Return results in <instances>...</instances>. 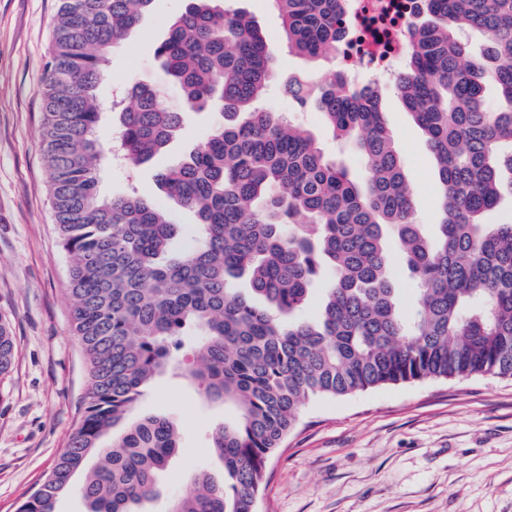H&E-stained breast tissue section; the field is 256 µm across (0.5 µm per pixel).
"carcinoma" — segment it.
<instances>
[{
    "label": "carcinoma",
    "instance_id": "1",
    "mask_svg": "<svg viewBox=\"0 0 512 512\" xmlns=\"http://www.w3.org/2000/svg\"><path fill=\"white\" fill-rule=\"evenodd\" d=\"M44 94L49 193L70 261L72 328L88 365V402L68 449L17 512H55L72 477L85 512H142L178 448L175 423L132 414L162 374H181L236 420L213 433L224 486L204 470L168 512H257L267 465L314 397L427 378H512V223L482 216L512 195V0H424L396 79L427 136L442 213L437 237L413 216L404 165L379 89L285 84L332 138L353 146L363 184L263 96L272 74L262 32L229 0H186L156 54L181 106L136 81L117 139L138 168L165 156L193 112L217 114L210 138L163 167L157 186L192 211L201 244L174 251L177 225L135 188L99 189L101 112L110 55L154 0H59ZM288 49L336 56L342 0H272ZM490 32L471 53L462 29ZM500 102L485 105V84ZM419 297L400 310L389 244ZM331 274L313 321L296 317ZM16 342L0 320V376ZM112 438V445L103 441Z\"/></svg>",
    "mask_w": 512,
    "mask_h": 512
}]
</instances>
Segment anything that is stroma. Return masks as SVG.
Here are the masks:
<instances>
[{
  "label": "stroma",
  "mask_w": 512,
  "mask_h": 512,
  "mask_svg": "<svg viewBox=\"0 0 512 512\" xmlns=\"http://www.w3.org/2000/svg\"><path fill=\"white\" fill-rule=\"evenodd\" d=\"M266 37L273 61L266 104L335 145L318 112L280 92L292 73L324 72L289 52L269 0H233ZM58 0H0V318L18 345L0 380V512H16L68 448L87 405L88 376L70 323L68 261L59 244L41 144L43 91ZM184 0H155L153 11L111 54V77L98 90L100 137L119 128L112 98L150 81L178 95L155 52ZM382 110L404 162L414 214L425 232L440 218V193L425 134L394 85L380 88ZM177 424L180 444L145 512H167L186 477L208 471L223 484L212 432L234 420L188 379L163 375L136 408ZM257 512H512V379L479 375L426 379L318 397L268 465Z\"/></svg>",
  "instance_id": "stroma-1"
}]
</instances>
